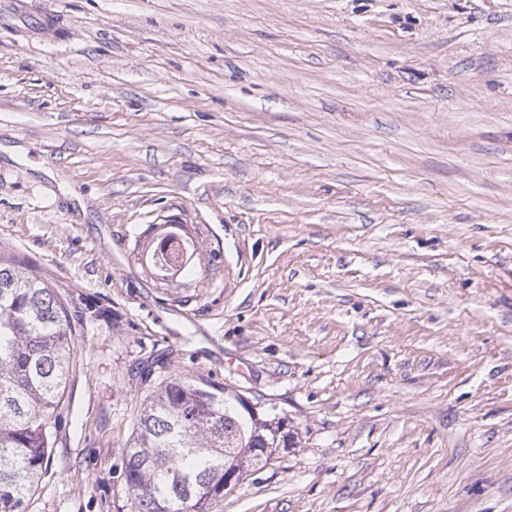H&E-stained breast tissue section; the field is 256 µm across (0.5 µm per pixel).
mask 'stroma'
Wrapping results in <instances>:
<instances>
[{"label": "stroma", "mask_w": 512, "mask_h": 512, "mask_svg": "<svg viewBox=\"0 0 512 512\" xmlns=\"http://www.w3.org/2000/svg\"><path fill=\"white\" fill-rule=\"evenodd\" d=\"M38 2L56 39L0 22V252L82 323L27 512H135L159 354L298 432L214 512H512V0Z\"/></svg>", "instance_id": "35a3bbf8"}]
</instances>
